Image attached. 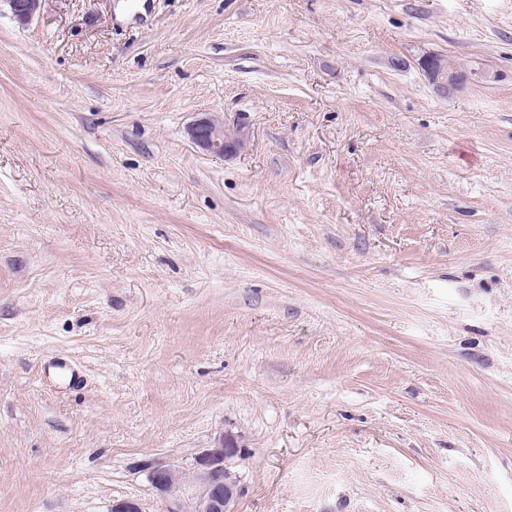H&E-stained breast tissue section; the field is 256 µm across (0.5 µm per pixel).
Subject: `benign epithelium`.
<instances>
[{
	"label": "benign epithelium",
	"mask_w": 512,
	"mask_h": 512,
	"mask_svg": "<svg viewBox=\"0 0 512 512\" xmlns=\"http://www.w3.org/2000/svg\"><path fill=\"white\" fill-rule=\"evenodd\" d=\"M12 14L21 25L29 24L40 12L44 0H7ZM428 77L437 88L446 93L463 83V77L439 57L429 59L425 64ZM188 135L201 150L217 158H231L243 148L240 137H233L224 130V121L215 117H203L188 127ZM240 453L238 448H207L195 459V469L200 487L193 501L192 512H228V505L235 495V489L224 477L226 462ZM175 468L166 462L157 461L150 465L149 479L162 494H170V479Z\"/></svg>",
	"instance_id": "obj_1"
}]
</instances>
